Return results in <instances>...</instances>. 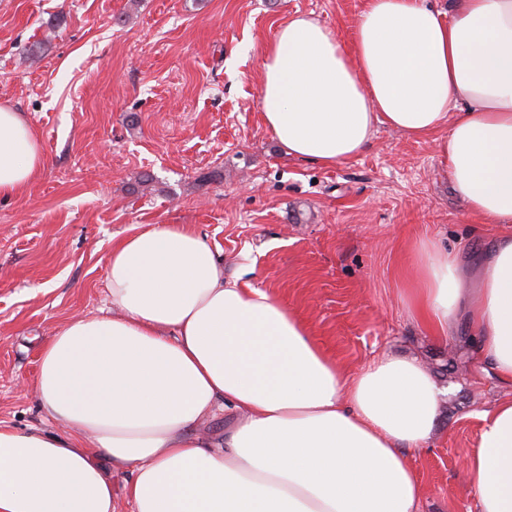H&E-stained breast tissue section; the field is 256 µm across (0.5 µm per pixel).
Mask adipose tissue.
I'll return each instance as SVG.
<instances>
[{
  "label": "adipose tissue",
  "instance_id": "1",
  "mask_svg": "<svg viewBox=\"0 0 512 512\" xmlns=\"http://www.w3.org/2000/svg\"><path fill=\"white\" fill-rule=\"evenodd\" d=\"M259 105L284 155L324 167L382 127L434 141L467 212L497 231L472 281L467 257L420 240L403 304L436 338L465 318L511 382L512 0H367L346 42L292 15L264 48ZM44 164L31 123L1 106L0 196ZM106 268L108 315L68 320L41 352L33 393L57 430L0 426V512H116L119 497L130 512H419L406 452L445 392L416 356L345 374L185 224L144 225ZM480 419L470 495L512 512V398Z\"/></svg>",
  "mask_w": 512,
  "mask_h": 512
}]
</instances>
